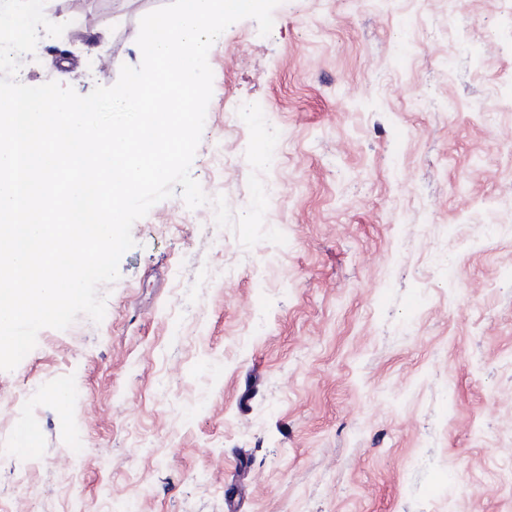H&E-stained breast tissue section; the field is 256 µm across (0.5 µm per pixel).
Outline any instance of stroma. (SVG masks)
I'll use <instances>...</instances> for the list:
<instances>
[{"label":"stroma","instance_id":"obj_1","mask_svg":"<svg viewBox=\"0 0 512 512\" xmlns=\"http://www.w3.org/2000/svg\"><path fill=\"white\" fill-rule=\"evenodd\" d=\"M167 2L47 0L22 83L113 85ZM208 63L191 175L248 207L259 104L286 242L137 220L103 320L0 371V512H512V7L281 0Z\"/></svg>","mask_w":512,"mask_h":512}]
</instances>
